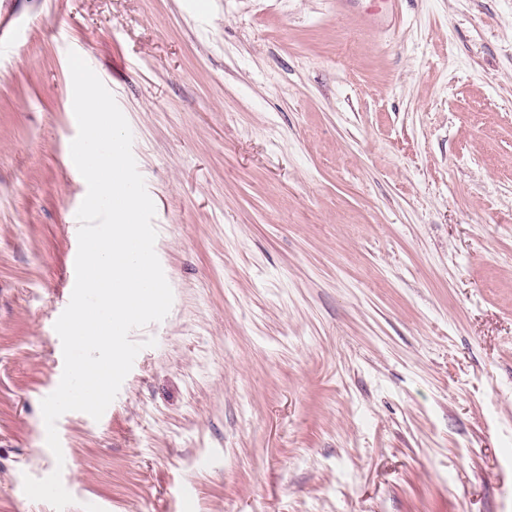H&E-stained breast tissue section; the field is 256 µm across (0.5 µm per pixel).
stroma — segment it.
<instances>
[{
	"mask_svg": "<svg viewBox=\"0 0 512 512\" xmlns=\"http://www.w3.org/2000/svg\"><path fill=\"white\" fill-rule=\"evenodd\" d=\"M195 2L0 0V512H512V0ZM71 51L174 300L59 463Z\"/></svg>",
	"mask_w": 512,
	"mask_h": 512,
	"instance_id": "1",
	"label": "stroma"
}]
</instances>
